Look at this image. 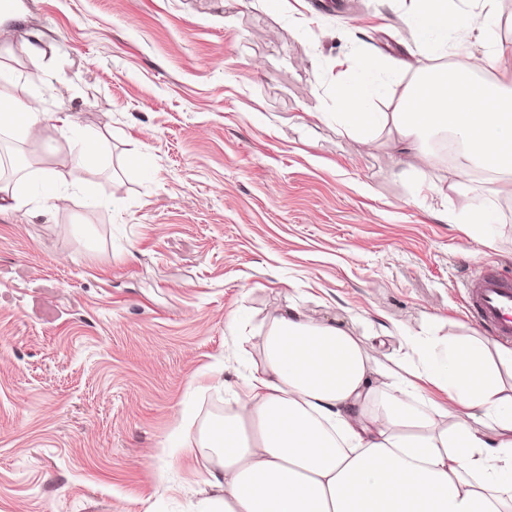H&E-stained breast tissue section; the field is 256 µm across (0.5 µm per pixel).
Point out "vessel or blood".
I'll return each instance as SVG.
<instances>
[{"mask_svg":"<svg viewBox=\"0 0 512 512\" xmlns=\"http://www.w3.org/2000/svg\"><path fill=\"white\" fill-rule=\"evenodd\" d=\"M468 308L478 325L503 342H512V274L481 269L467 285Z\"/></svg>","mask_w":512,"mask_h":512,"instance_id":"b4317fda","label":"vessel or blood"}]
</instances>
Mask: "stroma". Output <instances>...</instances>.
<instances>
[{
	"label": "stroma",
	"instance_id": "obj_1",
	"mask_svg": "<svg viewBox=\"0 0 512 512\" xmlns=\"http://www.w3.org/2000/svg\"><path fill=\"white\" fill-rule=\"evenodd\" d=\"M24 2L0 90L102 148L92 177L54 127L23 138L29 181L53 170L73 199L0 211V512H194L216 493L197 428L286 307L378 357L404 331L495 346L465 282L512 272V197L440 158L417 192L397 132L368 147L309 119L336 105L337 62L366 58L389 81L374 109L397 111L425 62L410 0ZM482 205L499 220L480 254L449 216Z\"/></svg>",
	"mask_w": 512,
	"mask_h": 512
}]
</instances>
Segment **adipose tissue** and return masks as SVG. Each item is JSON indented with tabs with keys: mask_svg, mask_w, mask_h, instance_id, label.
<instances>
[{
	"mask_svg": "<svg viewBox=\"0 0 512 512\" xmlns=\"http://www.w3.org/2000/svg\"><path fill=\"white\" fill-rule=\"evenodd\" d=\"M498 0H411L408 21L423 57H442L476 20L492 23ZM511 48L487 38L481 55L452 67H420L398 112H376V64L363 60L336 84V122L369 140L394 126L416 150L450 132L464 175L495 174L512 194ZM47 118L36 101L0 97V130L30 136ZM391 364L369 355L347 327L291 306L271 318L260 361L223 417L203 425L211 484L206 512H512V349L483 341L407 335ZM448 399L440 404L424 385ZM500 432L489 443L483 427Z\"/></svg>",
	"mask_w": 512,
	"mask_h": 512,
	"instance_id": "adipose-tissue-1",
	"label": "adipose tissue"
}]
</instances>
